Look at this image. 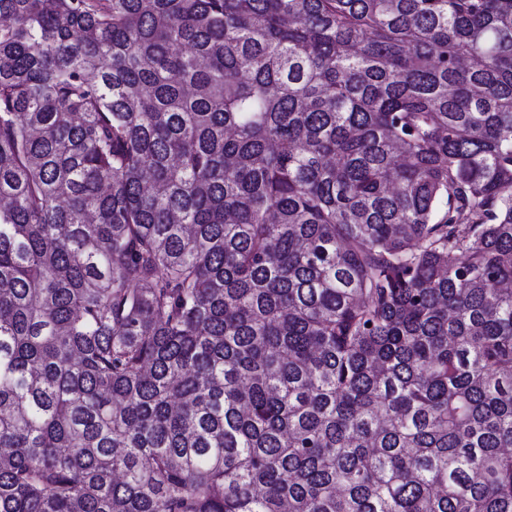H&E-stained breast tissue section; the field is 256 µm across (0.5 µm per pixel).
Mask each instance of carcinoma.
I'll return each instance as SVG.
<instances>
[{
  "mask_svg": "<svg viewBox=\"0 0 512 512\" xmlns=\"http://www.w3.org/2000/svg\"><path fill=\"white\" fill-rule=\"evenodd\" d=\"M0 512H512V0H0Z\"/></svg>",
  "mask_w": 512,
  "mask_h": 512,
  "instance_id": "cac0c4a2",
  "label": "carcinoma"
}]
</instances>
